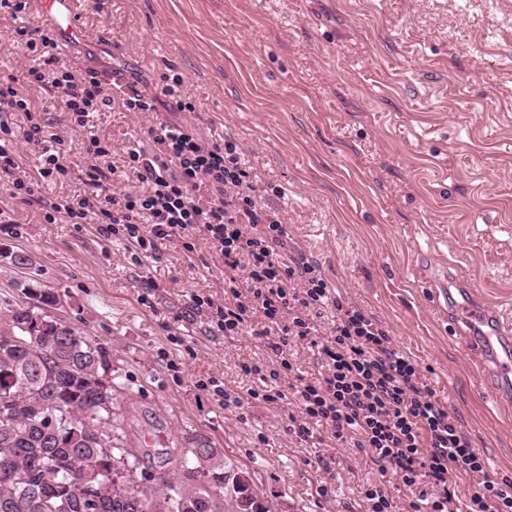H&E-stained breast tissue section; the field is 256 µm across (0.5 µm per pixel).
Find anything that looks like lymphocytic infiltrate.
I'll list each match as a JSON object with an SVG mask.
<instances>
[{
	"instance_id": "obj_1",
	"label": "lymphocytic infiltrate",
	"mask_w": 512,
	"mask_h": 512,
	"mask_svg": "<svg viewBox=\"0 0 512 512\" xmlns=\"http://www.w3.org/2000/svg\"><path fill=\"white\" fill-rule=\"evenodd\" d=\"M13 45L31 54L22 78L0 79V112L36 111L38 89L58 97L78 126L104 106L128 112L157 111L173 98V111H193L177 99L180 75H163L160 92L136 88L111 96L96 70H73L55 53L50 30L39 24L16 28ZM152 148L133 144L127 166L144 188L111 193L107 176L90 165L83 194L52 203L45 219L64 216L96 224L104 237L118 236L141 253L164 242L204 233L224 259L225 300L193 296L211 332L238 333L260 321L257 334L269 354V368L250 367L260 388L250 398L271 404L296 402L302 417L288 429L301 438L321 427L347 448L367 450L380 473L396 474L410 512H512V483L497 481L462 431L458 419L435 398L414 360L393 347L388 332L360 308L343 303L319 265L295 246L288 227L252 196L251 173L240 147L204 139L190 124L169 119L151 128ZM207 187L211 199L200 206L195 194ZM336 310L329 337L317 320L325 306ZM316 347L322 371L306 379L293 372L288 342ZM469 479L467 492L451 483L456 471Z\"/></svg>"
}]
</instances>
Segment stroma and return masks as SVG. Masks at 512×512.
Wrapping results in <instances>:
<instances>
[{
	"label": "stroma",
	"mask_w": 512,
	"mask_h": 512,
	"mask_svg": "<svg viewBox=\"0 0 512 512\" xmlns=\"http://www.w3.org/2000/svg\"><path fill=\"white\" fill-rule=\"evenodd\" d=\"M38 18V0L0 7V74L21 76L28 53L8 37ZM77 19L62 60L149 93L162 74L181 75L195 111L179 120L239 144L257 203L415 360L490 470L512 480V391L484 385L485 338L454 330L420 274L430 260L454 267L489 311L512 318V0H77ZM164 117L108 108L81 128L61 106L39 113L69 169L39 197L82 192L90 162L123 168ZM93 135L107 156L88 154ZM40 292L60 300L50 316L111 348L121 440L180 449L205 434L270 512H366L379 482L402 500L366 451L289 433L296 405L238 408L205 391L215 378L243 395L244 364L267 361L251 330L211 335L192 310L196 293L224 301V260L206 241L145 257L96 225L47 223L0 183V311L37 306Z\"/></svg>",
	"instance_id": "1"
}]
</instances>
